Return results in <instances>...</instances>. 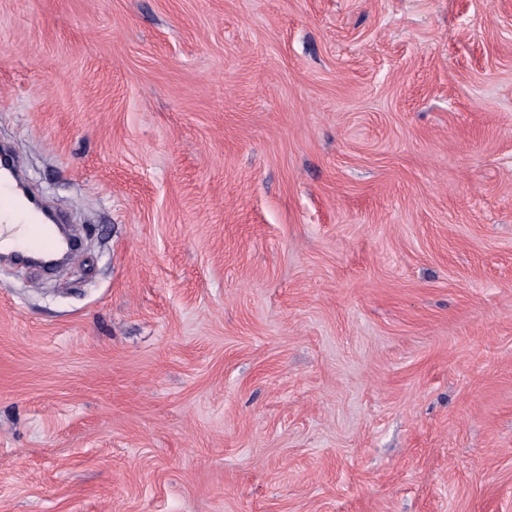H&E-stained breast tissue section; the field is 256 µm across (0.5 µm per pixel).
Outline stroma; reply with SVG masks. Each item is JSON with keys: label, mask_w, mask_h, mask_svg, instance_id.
Listing matches in <instances>:
<instances>
[{"label": "stroma", "mask_w": 512, "mask_h": 512, "mask_svg": "<svg viewBox=\"0 0 512 512\" xmlns=\"http://www.w3.org/2000/svg\"><path fill=\"white\" fill-rule=\"evenodd\" d=\"M0 512H512V0H0ZM2 164L7 167V178L0 180V242L6 237L14 236L22 226L26 225V234L20 244L22 248L30 249L31 246L39 250L52 249L54 245L52 241L42 238L35 232L29 236V224L33 216L19 207L17 202L19 183L23 180L22 173L6 163L2 162Z\"/></svg>", "instance_id": "obj_1"}]
</instances>
